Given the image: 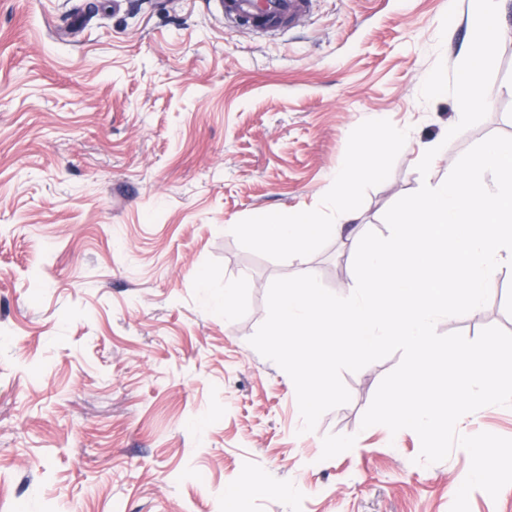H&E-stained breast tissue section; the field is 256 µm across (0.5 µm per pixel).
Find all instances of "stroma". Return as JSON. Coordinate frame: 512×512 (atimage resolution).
I'll list each match as a JSON object with an SVG mask.
<instances>
[{"instance_id":"obj_1","label":"stroma","mask_w":512,"mask_h":512,"mask_svg":"<svg viewBox=\"0 0 512 512\" xmlns=\"http://www.w3.org/2000/svg\"><path fill=\"white\" fill-rule=\"evenodd\" d=\"M470 10L315 0L268 35L228 28L216 0H0V512H450L466 451L425 464L414 431L361 426L400 354L343 372L350 401L305 433L291 378L249 343L274 279L350 295V242L279 262L230 227L317 208L369 119L410 144L358 237L512 137V0L486 118L451 138L454 96L420 97L461 62ZM489 326L512 332L510 271L437 331ZM464 426L512 438V408Z\"/></svg>"}]
</instances>
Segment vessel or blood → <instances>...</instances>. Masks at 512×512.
<instances>
[{"label":"vessel or blood","mask_w":512,"mask_h":512,"mask_svg":"<svg viewBox=\"0 0 512 512\" xmlns=\"http://www.w3.org/2000/svg\"><path fill=\"white\" fill-rule=\"evenodd\" d=\"M314 0H221L224 21L229 25L260 24L262 30L278 32L294 16L311 9Z\"/></svg>","instance_id":"vessel-or-blood-1"}]
</instances>
